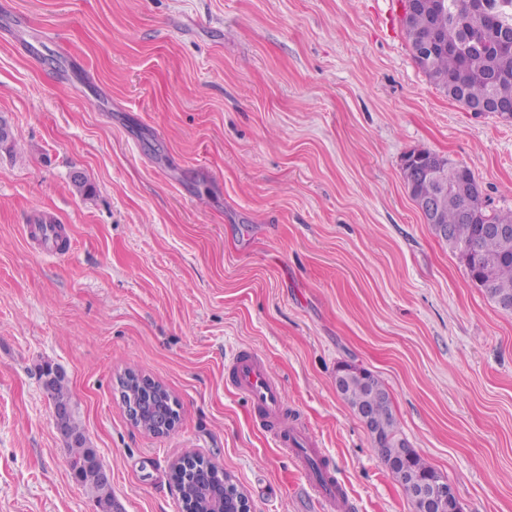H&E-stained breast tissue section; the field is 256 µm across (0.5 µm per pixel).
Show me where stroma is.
<instances>
[{"label":"stroma","instance_id":"obj_1","mask_svg":"<svg viewBox=\"0 0 512 512\" xmlns=\"http://www.w3.org/2000/svg\"><path fill=\"white\" fill-rule=\"evenodd\" d=\"M401 0H0V512H100L71 478L39 376L60 365L122 512H182L196 453L252 512H321L292 454L226 383L264 359L347 512H413L337 369L386 386L462 512H512V313L474 283L404 183L427 150L512 210V121L429 82ZM92 191L78 193L75 176ZM41 214L72 248L36 253ZM136 367L180 419L136 428ZM119 401L128 419L153 434L171 431L179 421L178 402L158 381L133 367L117 379Z\"/></svg>","mask_w":512,"mask_h":512}]
</instances>
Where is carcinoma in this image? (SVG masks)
<instances>
[{
    "label": "carcinoma",
    "instance_id": "1",
    "mask_svg": "<svg viewBox=\"0 0 512 512\" xmlns=\"http://www.w3.org/2000/svg\"><path fill=\"white\" fill-rule=\"evenodd\" d=\"M499 23L497 45L487 49L485 24L490 14ZM413 58L428 79L467 109L492 96L512 106V0H421L402 19ZM16 146L8 121L0 117V149ZM418 156L448 168L450 199L440 211L432 230L459 256L472 280L502 310L512 306V243L483 232L486 224L512 225V211L491 213L473 172L429 151ZM405 184L413 201L433 194L428 185L411 176ZM337 393L371 433L374 446L400 483L412 506H417L418 489L436 474L419 454L408 453L409 445L398 435V422L389 393L370 371L352 365ZM52 400L56 427L66 434L67 462L74 480L84 487L102 512H113L116 500L107 471L86 437L70 397L69 381L62 368L43 383ZM119 401L132 423L153 434L171 431L179 421L178 402L158 381L127 368L117 379ZM171 479L179 487L185 512H202L209 493L224 494V473L195 453H186L172 467Z\"/></svg>",
    "mask_w": 512,
    "mask_h": 512
}]
</instances>
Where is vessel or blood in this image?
I'll return each instance as SVG.
<instances>
[{
    "label": "vessel or blood",
    "mask_w": 512,
    "mask_h": 512,
    "mask_svg": "<svg viewBox=\"0 0 512 512\" xmlns=\"http://www.w3.org/2000/svg\"><path fill=\"white\" fill-rule=\"evenodd\" d=\"M23 234L29 244L41 253L62 257L68 252L61 240L64 228L59 224H28ZM227 378L237 393L245 395L255 417L268 424L269 436L277 447L294 449L301 469H308L310 459L319 457L316 448L302 447L303 435L297 429L282 422L284 408L282 389L272 375L267 363L250 353L241 352L228 367ZM310 486L321 502L325 512H340L345 502L336 493L334 478L311 479Z\"/></svg>",
    "instance_id": "obj_1"
}]
</instances>
